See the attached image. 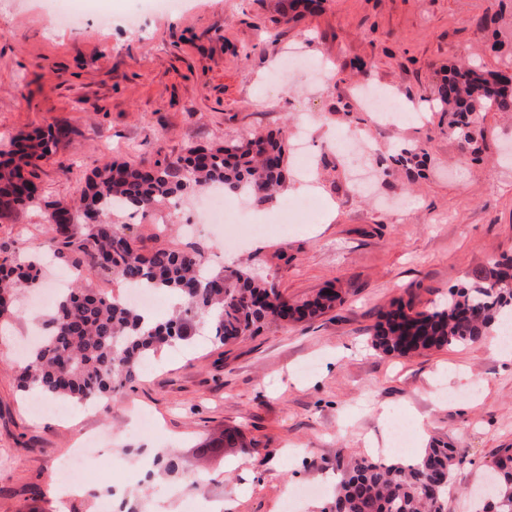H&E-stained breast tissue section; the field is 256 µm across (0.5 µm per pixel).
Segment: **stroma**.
Masks as SVG:
<instances>
[{"instance_id":"1","label":"stroma","mask_w":512,"mask_h":512,"mask_svg":"<svg viewBox=\"0 0 512 512\" xmlns=\"http://www.w3.org/2000/svg\"><path fill=\"white\" fill-rule=\"evenodd\" d=\"M12 2L0 11V149L52 124L74 131L38 172L47 200L71 199L106 157L148 167L191 141L307 138L306 156L287 158L277 201L243 204L247 221L271 222L315 191L322 215L296 213L288 235L241 248L210 224L190 233L160 229L152 212L112 220L144 250L192 246L217 269L252 265L289 301L326 289L342 301L226 346L202 328L107 409L71 404L60 418L34 415L16 388L18 342L54 311L21 295L17 315L0 319V512H92L84 492L62 510L50 492L84 433L101 437L88 463L98 486L123 484L141 512H184L183 485L156 500L140 481L157 448L208 479L227 512H283L289 490L336 481L339 459L387 447L389 414L414 429L417 448L436 439L464 449L448 512H467V491L512 448V358L489 340L386 357L371 328L399 299L439 306L474 271L512 258V112H480L462 135L436 102L449 66L496 72L512 57V0H184L175 13L155 0H59L80 16L75 29L57 26L43 0ZM365 85L405 102L411 118L379 122L357 93ZM336 136L369 151L345 155ZM404 150L419 164L382 166ZM355 165L373 171L370 191L354 189ZM45 231L41 212L21 210L0 221V242L26 256ZM228 427L247 447H224ZM116 457L127 471L113 470Z\"/></svg>"}]
</instances>
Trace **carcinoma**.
Listing matches in <instances>:
<instances>
[{"label": "carcinoma", "mask_w": 512, "mask_h": 512, "mask_svg": "<svg viewBox=\"0 0 512 512\" xmlns=\"http://www.w3.org/2000/svg\"><path fill=\"white\" fill-rule=\"evenodd\" d=\"M442 111L454 113L461 131L487 109L512 112V86L506 76L492 83L466 64L448 69L438 87ZM70 130L50 125L11 143L0 160V218L19 209L43 213L50 232L40 241L58 258L73 255L104 276L127 287L146 286L178 297L166 320L148 322L123 298L89 286L70 288L59 300L43 340L22 367L17 388L78 405L107 406L112 395L139 377L146 360L177 341H190L197 323L209 322L213 336L226 345L251 336L267 323L299 322L336 305L339 296L320 293L290 304L274 283L243 267H209L196 249L164 246L145 254L126 235L124 224L108 218L109 205L146 214L157 204L176 205L195 189L219 185L235 196L272 203L284 186L286 146L273 135L237 137L215 145L189 143L182 155L157 159L148 169L105 158L86 178L72 201H48L34 182L40 163L56 152ZM499 263L472 274L467 285L450 293L448 305L419 310L401 300L373 328L371 345L385 356H407L448 346L477 344L490 330L512 326V277L503 278ZM42 264L20 257L0 244V317L13 314L4 298L38 285ZM465 453L435 442L410 461L352 456L345 464L321 512H447L448 486ZM162 471L187 490L194 480L177 454L166 451ZM499 472L479 497L477 512H512V448L494 461ZM493 500L490 508L487 500Z\"/></svg>", "instance_id": "cac0c4a2"}]
</instances>
